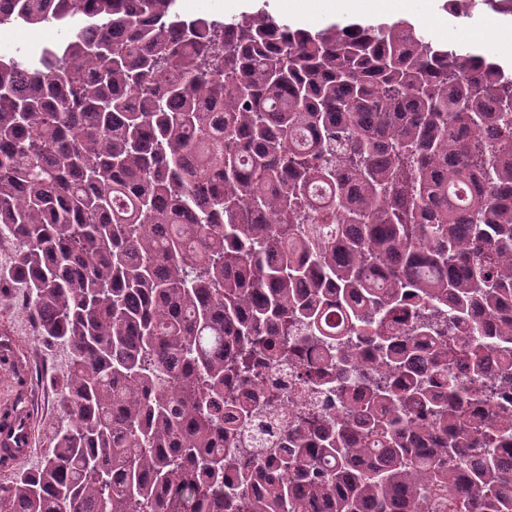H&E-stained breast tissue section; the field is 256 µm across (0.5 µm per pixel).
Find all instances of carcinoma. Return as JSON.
<instances>
[{
	"instance_id": "carcinoma-1",
	"label": "carcinoma",
	"mask_w": 512,
	"mask_h": 512,
	"mask_svg": "<svg viewBox=\"0 0 512 512\" xmlns=\"http://www.w3.org/2000/svg\"><path fill=\"white\" fill-rule=\"evenodd\" d=\"M74 18L0 59L9 277L70 355L0 512H512V72L406 20L0 7ZM282 360L336 415L246 448L231 383Z\"/></svg>"
}]
</instances>
